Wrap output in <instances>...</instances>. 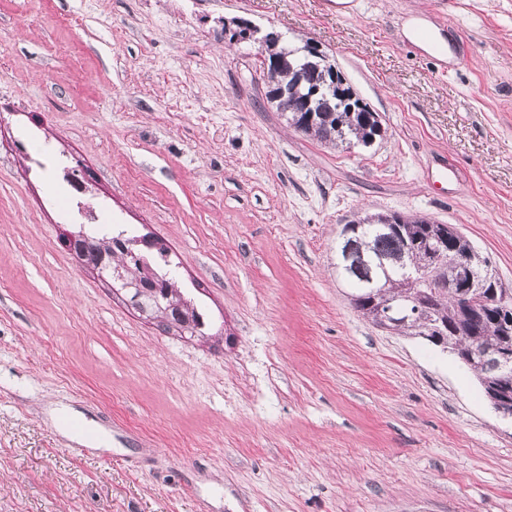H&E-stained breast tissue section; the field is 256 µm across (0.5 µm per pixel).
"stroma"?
<instances>
[{
    "label": "stroma",
    "instance_id": "35a3bbf8",
    "mask_svg": "<svg viewBox=\"0 0 512 512\" xmlns=\"http://www.w3.org/2000/svg\"><path fill=\"white\" fill-rule=\"evenodd\" d=\"M235 18L319 46L380 136L289 126ZM359 212L455 225L512 290V0H0V512H512V421L337 275ZM73 224L163 239L205 335ZM106 225L109 224H85V229L80 227L84 237L79 240H77L78 230H65L62 240L67 241V244L71 246L76 242L74 248L78 251V257L95 268L104 251L112 249V251L120 252L123 249H129L130 242L137 237L125 234V242H117L116 238L121 234L114 236ZM123 267L122 264L113 265L112 255H104L95 271L102 279L119 284L120 289L129 295L132 305L149 318L153 319L159 312L169 315L172 310H175L176 318L179 320L176 323L179 330L196 332L199 329L187 306L171 299L173 294L178 296L177 287L170 290L151 288L147 286L146 282L147 279L152 280L151 272L148 269H143L144 279L141 276L130 279L123 272ZM142 297L146 298L145 302L141 300Z\"/></svg>",
    "mask_w": 512,
    "mask_h": 512
}]
</instances>
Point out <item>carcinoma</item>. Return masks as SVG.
Wrapping results in <instances>:
<instances>
[{
    "instance_id": "1",
    "label": "carcinoma",
    "mask_w": 512,
    "mask_h": 512,
    "mask_svg": "<svg viewBox=\"0 0 512 512\" xmlns=\"http://www.w3.org/2000/svg\"><path fill=\"white\" fill-rule=\"evenodd\" d=\"M268 60L286 53L298 63H305L307 45L295 46L285 39L274 38L266 46ZM280 82L293 90L298 111L288 113V123L295 129L313 136L324 143L350 144L354 141L365 146L379 136L378 121L360 98L353 97L352 87L341 73L318 72L313 80L297 83L295 74L283 72ZM314 110V120L303 112L305 105ZM395 228L382 235H368L364 228L351 233L354 250L344 276L352 286L354 305L368 320L383 304H398L404 310L402 321L392 329L405 336H422L425 320L440 323L448 339L450 349L463 355L482 346L497 345L512 348V332L508 331L507 318H499L492 309L469 312L458 309L448 294L436 288L422 285L410 288L395 273L401 262L413 266L427 264V254L421 244L427 237L440 233V225L417 215L392 214ZM133 237L125 236V242L117 241L104 224H89L83 229V238L74 248L86 264L97 266L103 252L130 248ZM381 283L374 292L369 288L371 280ZM421 314L416 315L413 309Z\"/></svg>"
}]
</instances>
